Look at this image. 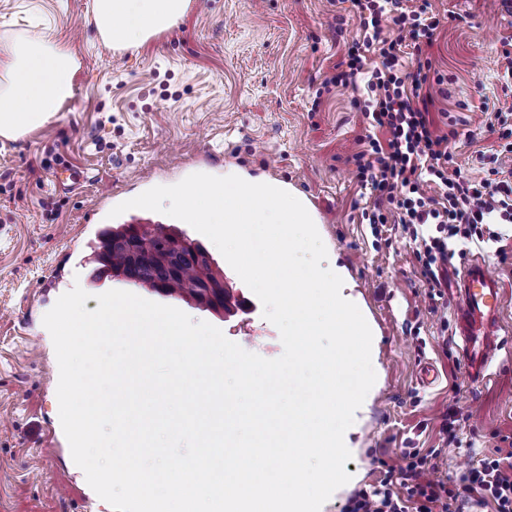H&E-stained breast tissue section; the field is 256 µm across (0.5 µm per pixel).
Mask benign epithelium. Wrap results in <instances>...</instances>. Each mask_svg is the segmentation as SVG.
<instances>
[{"label":"benign epithelium","instance_id":"7a95c632","mask_svg":"<svg viewBox=\"0 0 512 512\" xmlns=\"http://www.w3.org/2000/svg\"><path fill=\"white\" fill-rule=\"evenodd\" d=\"M141 233V226H133L123 237L112 241L110 249L123 252L132 267H153L163 270L164 277L158 282L161 289L174 284L179 278L183 261L189 260L201 265L208 260V256L203 250H193L188 254L185 253L189 245L182 236L172 238L166 250L162 252L142 249L139 246ZM207 288H209V291L198 297L195 303L209 309L220 307L218 297L224 293V283L221 282L216 286L209 284Z\"/></svg>","mask_w":512,"mask_h":512}]
</instances>
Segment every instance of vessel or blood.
Here are the masks:
<instances>
[{"instance_id": "vessel-or-blood-1", "label": "vessel or blood", "mask_w": 512, "mask_h": 512, "mask_svg": "<svg viewBox=\"0 0 512 512\" xmlns=\"http://www.w3.org/2000/svg\"><path fill=\"white\" fill-rule=\"evenodd\" d=\"M87 178L86 172L67 166L51 173L52 182L63 190L74 189ZM457 294L456 318L464 372L470 382L483 383L490 378L492 368L501 356L503 285L483 260L474 259L464 267Z\"/></svg>"}]
</instances>
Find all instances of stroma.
<instances>
[{
    "label": "stroma",
    "instance_id": "stroma-1",
    "mask_svg": "<svg viewBox=\"0 0 512 512\" xmlns=\"http://www.w3.org/2000/svg\"><path fill=\"white\" fill-rule=\"evenodd\" d=\"M93 0H0V46L47 40L78 62L71 97L22 138H0V512H92L94 499L53 418L59 375L43 316L73 285L96 310L116 289L176 307L194 321L266 359L282 355L278 329L213 243L187 223L143 210L110 211L155 186L193 173L235 174L284 183L318 206L327 267L364 313L374 342L376 382L355 413L348 438L351 479L321 512H345L350 497L399 466L404 449H438L436 474L459 479L478 460L512 450V359L484 384L470 383L454 333L458 304L431 311L428 286L400 225L373 236L361 214L374 196L351 157L364 117L351 90L322 83L359 33L349 0H191L183 19L145 44L115 50L101 38ZM439 25L427 56L448 79L434 94L440 131L459 119L450 147L472 181L485 172L480 152L498 147L493 107L512 105L503 90L502 40L512 18L501 0H430ZM88 171L72 191L55 188L52 168ZM178 224L209 254L250 313L213 311L112 276L97 257L100 232L118 224ZM504 289V348L512 351V244L506 256L472 249ZM432 365L437 379L421 386ZM456 407L469 420L443 444L441 417Z\"/></svg>",
    "mask_w": 512,
    "mask_h": 512
}]
</instances>
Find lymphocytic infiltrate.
Listing matches in <instances>:
<instances>
[{"instance_id": "obj_1", "label": "lymphocytic infiltrate", "mask_w": 512, "mask_h": 512, "mask_svg": "<svg viewBox=\"0 0 512 512\" xmlns=\"http://www.w3.org/2000/svg\"><path fill=\"white\" fill-rule=\"evenodd\" d=\"M350 3L361 39L330 82L354 89L359 75L367 77V96L359 103L367 128L359 139L362 149L353 156L359 181L375 194L367 218L376 225L397 216L435 305L444 298L440 271L454 255L482 245L505 252L496 227L512 224V142L489 154L487 178L477 183L464 178L454 165L449 135L438 131L430 116L432 97L424 90L428 80L444 82L430 77L431 63L424 58L439 25L429 14V0ZM387 21L396 26V37H383ZM408 48L419 59L413 72L401 63ZM369 51L379 58L370 69ZM405 459V466L384 470L376 485L358 490L346 512H464L473 499L491 512H512V472L503 458L482 459L456 484L438 478L420 449H407Z\"/></svg>"}]
</instances>
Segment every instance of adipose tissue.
Wrapping results in <instances>:
<instances>
[{
  "instance_id": "obj_1",
  "label": "adipose tissue",
  "mask_w": 512,
  "mask_h": 512,
  "mask_svg": "<svg viewBox=\"0 0 512 512\" xmlns=\"http://www.w3.org/2000/svg\"><path fill=\"white\" fill-rule=\"evenodd\" d=\"M190 0H94V20L112 48L146 42L173 27ZM74 57L56 44L19 38L0 47V137L42 126L72 92Z\"/></svg>"
}]
</instances>
